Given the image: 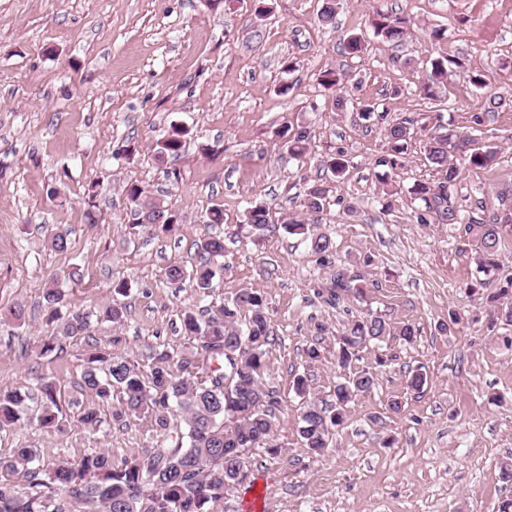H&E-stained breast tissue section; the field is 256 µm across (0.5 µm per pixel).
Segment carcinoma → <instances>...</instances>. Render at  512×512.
<instances>
[{
  "label": "carcinoma",
  "mask_w": 512,
  "mask_h": 512,
  "mask_svg": "<svg viewBox=\"0 0 512 512\" xmlns=\"http://www.w3.org/2000/svg\"><path fill=\"white\" fill-rule=\"evenodd\" d=\"M337 0H323L318 22L335 27ZM374 34L386 42L401 43L409 34L408 21L379 13L371 20ZM448 76V59L433 58L422 84L423 95L437 97L438 89ZM318 85L331 97V105L340 110L344 99L337 95L341 74L325 69L318 74ZM389 152L379 165L395 170L402 166L408 142L414 138V122L404 120L385 128ZM424 138L425 159L438 179L413 184L410 194L423 203L417 223L439 221L464 224V231L476 241V270L486 276L500 268L501 250L512 233V190L495 193L479 201L492 217L479 222L464 220L462 206L453 194L459 169L449 162L457 153L470 168L491 170L498 160L495 146L480 144L469 136L441 135L420 127ZM188 132L171 125V132L157 141L155 155L165 162L178 157L186 146ZM321 167L340 178L348 167L343 153L321 160ZM328 189L315 184L307 193V208L312 213L323 209ZM125 193L134 207L136 226L173 229L177 215L168 206L147 199L140 185L131 182ZM266 207L255 204L247 208L245 223L260 238L269 231ZM283 228L309 241L311 253L321 266L336 267L324 299L332 307H343L345 298L358 297L364 290L360 276L335 265L331 238L314 230V226L289 218ZM201 262L188 270L171 265L166 270L171 282L188 280L196 292L206 294L211 288L219 261L224 258V236L203 238L198 245ZM130 292L129 282L112 283V302L94 311H61L64 293L56 278L43 291L47 321L54 325L41 339L37 357L56 361L65 353L62 340L90 336L93 323H121L124 310L118 297ZM502 302L497 313L512 322V278L507 277L492 295ZM345 322L336 359L339 366L349 367L358 359L359 348L379 344L398 336L411 344L416 331L410 324L394 326L371 311L352 313ZM185 338L192 351L176 355L167 350L151 355L145 373L115 353L120 338L109 346L94 347L88 354L79 387L93 395V401L76 414V423L84 432L100 430L104 419L101 407H112V420L121 422L149 415L155 431L172 437L167 448H146L120 461L112 459L107 448H89L75 461H49L40 450L27 445L14 449L11 456L0 459V470L12 479L0 480V512H224V500L241 487L252 483L249 450L275 448L272 444V418L280 400L262 382L266 357L272 345V329L264 292L244 288L224 306L204 320L188 312L182 319ZM377 381L373 372L362 370L336 385V403L327 407L316 402L302 406L300 443L306 453L322 456L329 448L332 430L343 424L348 404L370 393ZM57 377L33 371V383L25 387L0 388V432L25 425L28 411L37 408L38 425L62 432L69 425L63 416L58 395Z\"/></svg>",
  "instance_id": "1"
}]
</instances>
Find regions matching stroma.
<instances>
[{
    "instance_id": "35a3bbf8",
    "label": "stroma",
    "mask_w": 512,
    "mask_h": 512,
    "mask_svg": "<svg viewBox=\"0 0 512 512\" xmlns=\"http://www.w3.org/2000/svg\"><path fill=\"white\" fill-rule=\"evenodd\" d=\"M322 0H0V387H22L32 368L54 373L61 407L74 414L90 393L76 389L93 346L121 337V356L147 369L151 349L187 354L185 312L219 309L243 288L264 290L273 343L265 381L281 400L273 438L281 448L250 452L255 485L234 494L231 512H498L512 499L501 477L512 459V325L490 324L482 296L470 295L476 266L460 224H420L410 189L435 179L414 139L405 165L387 172L384 124L360 118L363 102L380 103L389 121L426 119L440 133H479L499 150L492 171L461 167L455 195L465 217L481 218L475 187L512 189V0H340L336 25L319 24ZM406 18L412 34L394 45L376 37V12ZM444 27L443 40L429 38ZM361 35L363 53L344 51ZM445 56L439 99L425 98L421 64ZM294 70L284 71L286 62ZM332 68L345 76L342 110L328 106L317 82ZM487 84L476 88L473 72ZM288 93H281V85ZM486 115L474 128V115ZM190 132L184 152L159 163L153 152L170 125ZM307 131L308 151L291 158L281 126ZM343 152L345 175L330 179L322 211L306 192L324 177L323 156ZM134 182L178 214L172 232L133 227L123 187ZM262 203L272 232L252 236L245 211ZM97 223H86L87 207ZM223 224L208 223L211 209ZM317 224L338 260L365 277L366 296L348 310L318 297L331 270L306 242L288 234L284 217ZM66 233L68 249L51 248ZM226 236L224 271L206 297L172 283L168 266L194 267L197 245ZM59 276L65 305L90 310L111 302L112 282L128 279L121 325L98 323L90 336L65 340L62 361L36 362L49 330L43 289ZM21 305L25 323L7 319ZM372 309L414 326L407 344L391 337L361 349L349 368L336 363V338L347 311ZM459 323H451L450 313ZM321 343L322 362L305 351ZM387 354L386 366L375 363ZM428 376L408 388L411 370ZM376 372L369 394L354 399L319 459L298 436L305 377L312 396L335 398L346 371ZM399 410H391V402ZM394 447H385V439ZM45 458L75 459L110 449L119 459L162 446L150 418L103 425L97 438L77 428L46 431L36 423L0 432V458L19 445Z\"/></svg>"
}]
</instances>
